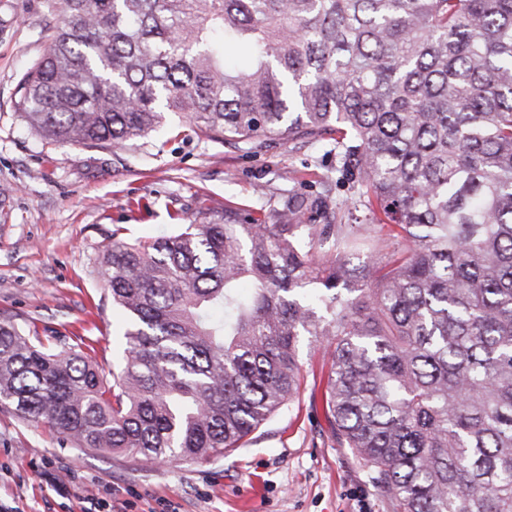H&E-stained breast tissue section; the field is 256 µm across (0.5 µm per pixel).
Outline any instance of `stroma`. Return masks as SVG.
<instances>
[{"instance_id":"35a3bbf8","label":"stroma","mask_w":512,"mask_h":512,"mask_svg":"<svg viewBox=\"0 0 512 512\" xmlns=\"http://www.w3.org/2000/svg\"><path fill=\"white\" fill-rule=\"evenodd\" d=\"M53 0H0V318L55 349L88 337L105 375L124 363L126 322L98 273L113 239L147 241L225 209L273 212L291 191L351 195L333 145L243 150L168 115L164 132L101 148L45 143L17 85L47 49ZM324 374L238 450L152 463L79 449L0 405V512H394L328 422Z\"/></svg>"}]
</instances>
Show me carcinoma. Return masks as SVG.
<instances>
[{"label":"carcinoma","instance_id":"obj_1","mask_svg":"<svg viewBox=\"0 0 512 512\" xmlns=\"http://www.w3.org/2000/svg\"><path fill=\"white\" fill-rule=\"evenodd\" d=\"M17 106L49 144L165 114L256 148L334 137L350 223L290 194L100 259L129 321L107 383L0 320V404L79 448L231 452L324 346L337 443L395 512H512V0H60Z\"/></svg>","mask_w":512,"mask_h":512}]
</instances>
